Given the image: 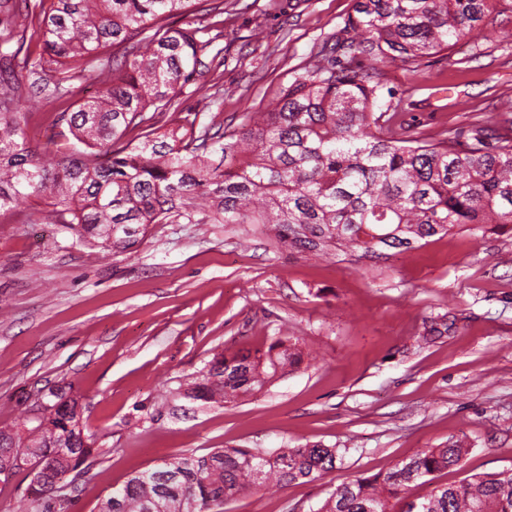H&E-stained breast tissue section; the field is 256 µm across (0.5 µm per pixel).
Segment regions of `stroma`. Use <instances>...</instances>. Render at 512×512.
<instances>
[{
  "instance_id": "stroma-1",
  "label": "stroma",
  "mask_w": 512,
  "mask_h": 512,
  "mask_svg": "<svg viewBox=\"0 0 512 512\" xmlns=\"http://www.w3.org/2000/svg\"><path fill=\"white\" fill-rule=\"evenodd\" d=\"M224 0V63L180 97L182 113L214 87L224 102L196 124L236 127L264 109L340 30L355 0ZM488 38L412 66L376 62L400 118L439 140L477 117L512 128V13ZM448 330L425 342V327ZM295 345L299 369L224 407L177 397L216 352ZM95 436L88 472L70 474L73 512L176 454L270 453L306 443L343 449L335 470L224 512H316L339 484L383 473L424 448L463 439L457 484L512 470V225L454 229L383 258L319 255L257 224H152L132 250L105 254L31 201L0 211V428L58 390Z\"/></svg>"
}]
</instances>
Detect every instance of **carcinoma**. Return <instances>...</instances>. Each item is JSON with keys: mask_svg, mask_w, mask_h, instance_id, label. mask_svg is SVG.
Here are the masks:
<instances>
[{"mask_svg": "<svg viewBox=\"0 0 512 512\" xmlns=\"http://www.w3.org/2000/svg\"><path fill=\"white\" fill-rule=\"evenodd\" d=\"M42 45L27 52L35 78L28 103L73 94L46 75L88 72L98 94L58 113L80 148L50 137L41 153L25 137L29 112L15 94L12 61L0 51V210L20 199L52 206L54 223L104 252L127 250L150 224H266L281 243L365 254L410 248L456 227L512 224V136L477 122L466 143L434 142L394 129L398 106L367 61L415 64L478 39L490 15L512 0H356L341 31L304 72L279 87L271 107L246 112L232 132L195 122L154 135L156 116L176 111L188 85L224 49V4L201 0H22ZM209 21L174 28L192 7ZM220 154L219 161L211 154ZM302 357L281 341L264 352H222L177 395L224 405L263 390ZM41 423L20 416L0 430V482L27 472L37 512H54L59 480L93 457L77 402L54 394ZM461 441L425 448L385 473L338 485L316 512H512V471L436 485L410 502L409 487L461 465ZM339 451L318 444L272 454L217 448L176 455L129 478L97 512H224L250 489L314 480L336 468ZM401 504L396 509L394 504Z\"/></svg>", "mask_w": 512, "mask_h": 512, "instance_id": "obj_1", "label": "carcinoma"}]
</instances>
